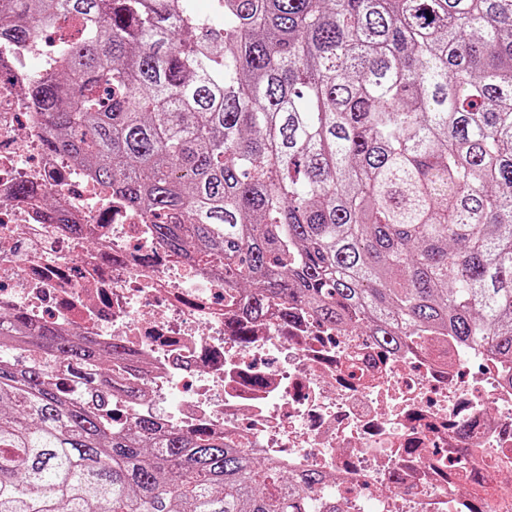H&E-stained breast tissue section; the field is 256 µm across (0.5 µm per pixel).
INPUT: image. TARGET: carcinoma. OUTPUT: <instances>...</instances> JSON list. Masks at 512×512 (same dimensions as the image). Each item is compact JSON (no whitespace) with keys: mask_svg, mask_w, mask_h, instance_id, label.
<instances>
[{"mask_svg":"<svg viewBox=\"0 0 512 512\" xmlns=\"http://www.w3.org/2000/svg\"><path fill=\"white\" fill-rule=\"evenodd\" d=\"M77 19L29 102L162 244L382 348L512 360V0H0V44ZM124 356L0 320V512H343L319 472L112 425L47 362Z\"/></svg>","mask_w":512,"mask_h":512,"instance_id":"cac0c4a2","label":"carcinoma"}]
</instances>
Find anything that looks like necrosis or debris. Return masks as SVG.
<instances>
[{"label":"necrosis or debris","mask_w":512,"mask_h":512,"mask_svg":"<svg viewBox=\"0 0 512 512\" xmlns=\"http://www.w3.org/2000/svg\"><path fill=\"white\" fill-rule=\"evenodd\" d=\"M43 49L0 50V313L128 351L104 374L53 362L61 387L96 381L116 426L154 417L321 471L344 512H512V364L443 337L388 353L276 298L248 318L223 276L44 149L23 95Z\"/></svg>","instance_id":"necrosis-or-debris-1"}]
</instances>
